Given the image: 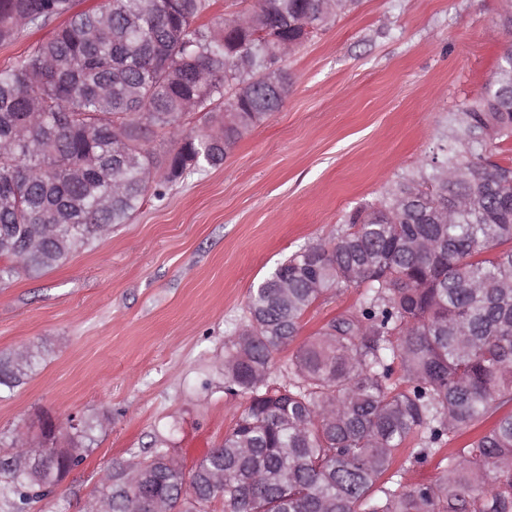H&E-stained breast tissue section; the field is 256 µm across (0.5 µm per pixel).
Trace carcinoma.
<instances>
[{
  "mask_svg": "<svg viewBox=\"0 0 512 512\" xmlns=\"http://www.w3.org/2000/svg\"><path fill=\"white\" fill-rule=\"evenodd\" d=\"M254 0L203 22L210 0H0V46L66 21L24 60L0 68V283L38 276L112 233L148 192L224 165L251 128L279 111L290 78L275 38L305 43L357 4ZM272 76L275 86L266 84ZM205 124L185 129L187 103ZM512 42L425 167L376 204L354 210L330 244L299 248L252 289L249 320L224 354V382L247 406L223 445L190 473L165 461L166 440L124 487L109 466L98 497L111 512H144L145 495L173 512H512ZM361 308L327 321L271 380L274 354L308 310L342 288ZM0 352V394L43 360L33 345ZM98 417L79 418L66 447L22 456L0 434V496L11 512L46 499L91 448ZM448 452L434 481L406 486L392 466Z\"/></svg>",
  "mask_w": 512,
  "mask_h": 512,
  "instance_id": "carcinoma-1",
  "label": "carcinoma"
}]
</instances>
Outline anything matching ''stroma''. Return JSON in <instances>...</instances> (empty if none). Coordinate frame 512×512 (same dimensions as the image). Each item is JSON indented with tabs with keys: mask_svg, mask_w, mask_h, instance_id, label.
<instances>
[{
	"mask_svg": "<svg viewBox=\"0 0 512 512\" xmlns=\"http://www.w3.org/2000/svg\"><path fill=\"white\" fill-rule=\"evenodd\" d=\"M502 0H360L284 62L279 112L223 166L147 197L127 223L41 277L0 285V351L43 346L27 384L0 397V432L105 415L83 461L29 512H83L101 470L166 439L184 469L223 443L245 406L224 350L280 261L325 243L356 207L429 159L491 79ZM345 288L306 314V341L358 308Z\"/></svg>",
	"mask_w": 512,
	"mask_h": 512,
	"instance_id": "1",
	"label": "stroma"
}]
</instances>
